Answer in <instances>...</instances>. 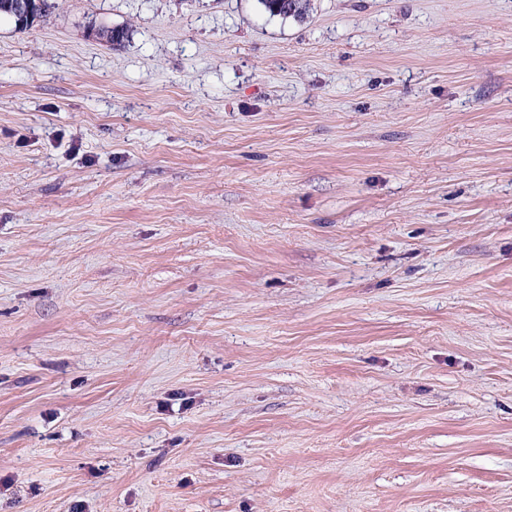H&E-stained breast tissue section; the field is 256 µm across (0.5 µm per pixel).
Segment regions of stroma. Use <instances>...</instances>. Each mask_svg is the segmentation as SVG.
<instances>
[{
	"label": "stroma",
	"instance_id": "stroma-1",
	"mask_svg": "<svg viewBox=\"0 0 512 512\" xmlns=\"http://www.w3.org/2000/svg\"><path fill=\"white\" fill-rule=\"evenodd\" d=\"M49 4L0 23V512H512V0ZM1 4L0 15H7L14 21L15 27L18 31L24 32L34 26V23L40 21L46 16L49 4L47 0H31V10L29 16H17L11 9L9 4ZM259 2L272 16L300 17L307 8V0H259Z\"/></svg>",
	"mask_w": 512,
	"mask_h": 512
}]
</instances>
